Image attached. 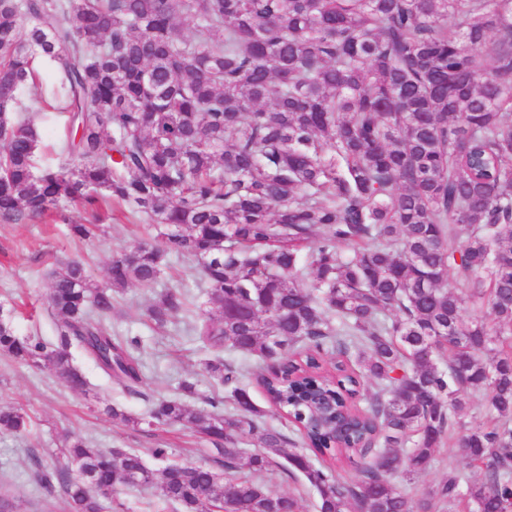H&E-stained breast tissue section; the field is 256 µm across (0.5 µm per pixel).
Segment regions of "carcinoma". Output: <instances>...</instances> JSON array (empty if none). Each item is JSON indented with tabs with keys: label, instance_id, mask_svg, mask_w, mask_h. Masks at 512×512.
<instances>
[{
	"label": "carcinoma",
	"instance_id": "1",
	"mask_svg": "<svg viewBox=\"0 0 512 512\" xmlns=\"http://www.w3.org/2000/svg\"><path fill=\"white\" fill-rule=\"evenodd\" d=\"M38 58L69 133L41 168L36 117L17 113ZM103 197L162 242L113 256L106 286L58 264L56 343L0 313V355L46 361L80 392L87 358L135 390L140 340L112 335L114 292L184 257L205 299L167 285L146 316L194 313L188 331L215 353L202 371L227 391L193 408L184 383L136 421L209 439L211 464L151 469L79 438L34 459L69 512L146 486L178 512H299L263 480L277 458L318 512H512V0H0V219L81 207L70 229L92 241ZM484 308L493 324L464 321ZM255 386L297 439L266 424ZM476 394L482 425L463 420ZM28 427L0 405L1 432ZM445 440L478 479L450 461L418 498L411 480Z\"/></svg>",
	"mask_w": 512,
	"mask_h": 512
}]
</instances>
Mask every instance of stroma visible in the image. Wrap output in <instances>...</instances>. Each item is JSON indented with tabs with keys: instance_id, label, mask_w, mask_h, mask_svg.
<instances>
[{
	"instance_id": "stroma-1",
	"label": "stroma",
	"mask_w": 512,
	"mask_h": 512,
	"mask_svg": "<svg viewBox=\"0 0 512 512\" xmlns=\"http://www.w3.org/2000/svg\"><path fill=\"white\" fill-rule=\"evenodd\" d=\"M104 233L91 242L74 238L68 224L83 220L78 209H68V223L37 218L22 224L0 220V307L10 313L20 334H35L55 342L46 314L48 273L59 262L80 256L91 279L107 280L114 254L147 240L149 221L145 215L130 213L125 207L105 208ZM158 293L157 288L132 286L116 297L112 328L124 337L141 339L144 383L133 395L120 386H109L91 362H83L86 375L96 384L95 395L69 389L50 370L23 365L0 356V404L22 407L32 419L29 435L18 437L0 433V498L7 499V512H64L59 493H50L35 482L33 458L49 460L57 453L64 434L84 438L94 448H134L146 457L148 466L159 467L151 451L166 449L172 462L203 463L210 459L211 445L179 427H158L144 432L112 421L104 414L111 404L140 416L162 398L179 395L182 382L195 383L197 396L192 407H203V398L214 384L201 371L208 353L186 326L156 327L145 310Z\"/></svg>"
}]
</instances>
